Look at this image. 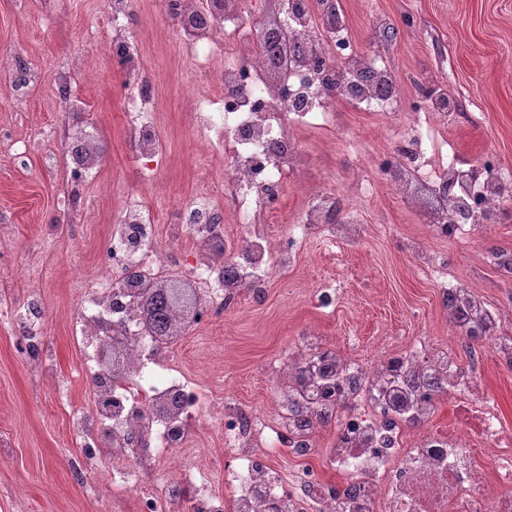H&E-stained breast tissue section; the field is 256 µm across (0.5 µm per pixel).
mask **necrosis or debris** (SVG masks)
Masks as SVG:
<instances>
[{"mask_svg":"<svg viewBox=\"0 0 512 512\" xmlns=\"http://www.w3.org/2000/svg\"><path fill=\"white\" fill-rule=\"evenodd\" d=\"M163 7L177 37L192 46L198 69L211 71L221 90L193 101L199 132L214 138L224 158L203 171L217 173L225 193L205 188L182 203L167 238L138 197L123 200L97 273L80 284L71 331L86 373L104 378L99 354L108 347L119 364L117 375L92 388L90 403L71 416L80 447L74 477L92 467L113 487L138 491L139 512H179L191 486L198 490L195 512H512V425L482 386L485 348L494 346L500 365L511 369L512 336L500 310L456 283L448 257L415 249L419 268L453 299L445 309L453 338L416 336L403 351L363 355L351 344L306 333L280 358L262 409L209 400L171 354L170 341L143 324L127 275L146 285L184 276L195 290L197 324L207 327L242 295L292 271L316 236L342 247L358 243L364 227L340 192L307 193L298 219L278 234L269 233L266 217L307 163L298 129L335 126L333 106L341 101L387 118L402 107L385 56L355 52L334 0H290L287 11H276L257 31L245 20L243 0H209L205 9L198 0H164ZM107 10L98 50L130 84L123 99L131 117L129 151L148 177L165 150L158 98L129 36L133 0H107ZM70 80V71H61L60 100L78 122L42 132L45 162L62 168L69 208L86 199L100 176L96 124ZM445 118L431 104L412 113L385 147L379 178L357 190L369 196L390 188L421 214L426 235L469 239L479 213L512 198V173L462 163L440 135ZM228 201L240 227L233 237L224 232ZM46 316L36 294L18 313L34 346L26 359L37 366L49 362ZM299 405L331 420L333 435L325 439L320 427H300ZM444 405L452 417L443 429L436 418ZM198 424L224 436L231 500L208 493L212 473L205 464L188 465L177 454ZM276 448L297 467L275 470ZM160 463L173 477L143 490L146 471ZM324 467L337 480L323 478Z\"/></svg>","mask_w":512,"mask_h":512,"instance_id":"obj_1","label":"necrosis or debris"}]
</instances>
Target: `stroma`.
Segmentation results:
<instances>
[{"instance_id": "35a3bbf8", "label": "stroma", "mask_w": 512, "mask_h": 512, "mask_svg": "<svg viewBox=\"0 0 512 512\" xmlns=\"http://www.w3.org/2000/svg\"><path fill=\"white\" fill-rule=\"evenodd\" d=\"M0 0V51L18 52L41 76L26 99L0 91V125L18 137L64 121L58 101V72L84 51L106 26L102 0ZM356 47L384 52L400 79L406 103L417 75L448 90L450 117L443 134L472 162L512 170V0H341ZM175 24L158 0H136L131 30L162 99L158 125L166 153L152 181H143L126 148L122 76L108 57L94 63V75L75 85L102 125L101 174L90 190L87 210L63 213L62 184L45 163L46 147L35 143L26 165L0 155V237L16 264L39 274L48 310L46 336L54 354L51 370L27 367L17 350L19 332L0 321V512H138L136 496L99 483L96 494L70 476L79 443L71 432L72 411L89 397L90 381L79 375V355L70 336L82 273L97 264L100 243L125 195L136 193L168 233L180 203L199 192L200 166L211 144L191 127L188 81L209 87L193 53L179 45ZM336 129L299 130L308 156L299 182L313 189L347 188L346 202L367 226L365 238L347 253L316 237L287 279H274L259 302L242 300L221 325L185 334L174 348L184 368L215 395L232 394L247 407L272 396L269 361L313 328L344 340L355 337L361 354L400 347L424 333L447 341L449 329L437 286L415 270L409 244L423 233L416 214L389 193L365 199L352 191L370 176L382 148L401 121L385 123L374 112L336 106ZM434 249L455 258L454 274L489 303L512 297V281L479 262L484 249L512 251V206L495 223L478 225L472 245L438 239ZM335 279L343 293L335 309L318 311L308 300L311 277ZM70 383L67 400L55 386ZM182 455L224 472V440L200 427Z\"/></svg>"}]
</instances>
